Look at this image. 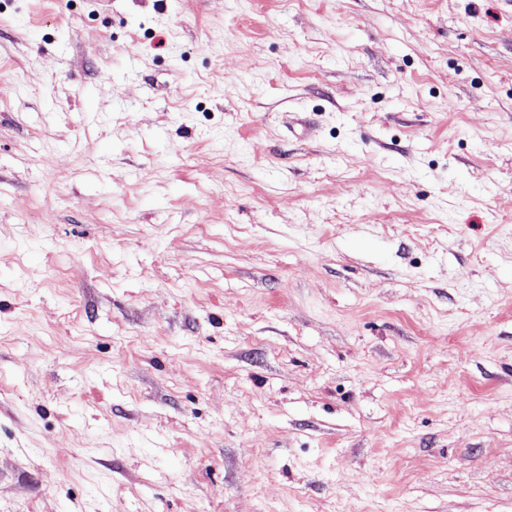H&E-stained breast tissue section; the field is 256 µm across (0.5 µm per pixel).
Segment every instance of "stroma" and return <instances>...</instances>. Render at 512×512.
<instances>
[{
    "label": "stroma",
    "mask_w": 512,
    "mask_h": 512,
    "mask_svg": "<svg viewBox=\"0 0 512 512\" xmlns=\"http://www.w3.org/2000/svg\"><path fill=\"white\" fill-rule=\"evenodd\" d=\"M0 512H512V0H0Z\"/></svg>",
    "instance_id": "obj_1"
}]
</instances>
